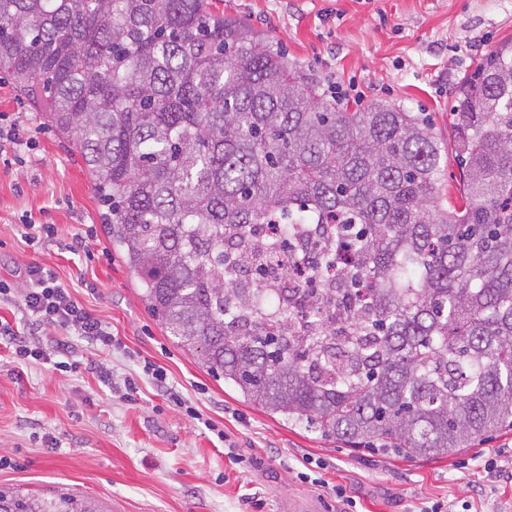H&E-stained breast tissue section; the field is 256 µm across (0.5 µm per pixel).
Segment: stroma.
Segmentation results:
<instances>
[{"label": "stroma", "instance_id": "1", "mask_svg": "<svg viewBox=\"0 0 512 512\" xmlns=\"http://www.w3.org/2000/svg\"><path fill=\"white\" fill-rule=\"evenodd\" d=\"M321 84L357 88L349 109L385 101L422 113L452 149L449 103L478 58L512 40V0H219ZM25 127L0 153V279L32 263L117 336L102 350L72 330L31 328L19 299L0 317L48 360L15 362L0 338V486L72 491L99 512H420L435 502L512 512V432L438 461H401L321 440L238 400L167 336L103 232L78 146L60 138L0 73V125ZM27 224L54 237H26ZM73 369H56L59 361ZM162 366L178 399L142 377ZM139 376V391L121 382ZM223 426L218 441L186 412ZM231 443L234 456L224 453ZM313 479L303 475L306 464Z\"/></svg>", "mask_w": 512, "mask_h": 512}]
</instances>
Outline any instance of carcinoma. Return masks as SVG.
I'll return each instance as SVG.
<instances>
[{
    "mask_svg": "<svg viewBox=\"0 0 512 512\" xmlns=\"http://www.w3.org/2000/svg\"><path fill=\"white\" fill-rule=\"evenodd\" d=\"M80 149L177 346L283 425L433 461L512 431V42L415 112H349L213 0H0V72ZM303 224L316 237L293 252ZM0 512H100L0 488Z\"/></svg>",
    "mask_w": 512,
    "mask_h": 512,
    "instance_id": "cac0c4a2",
    "label": "carcinoma"
}]
</instances>
